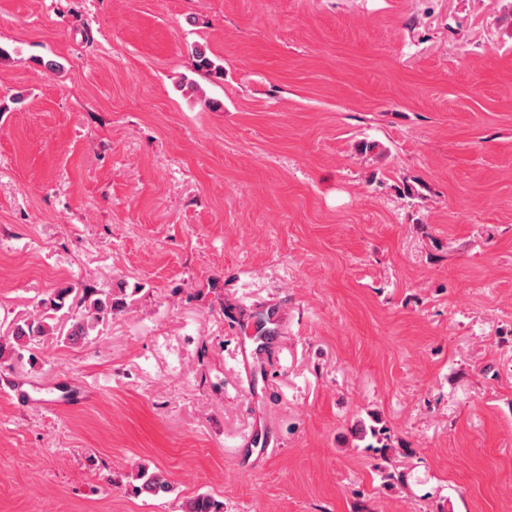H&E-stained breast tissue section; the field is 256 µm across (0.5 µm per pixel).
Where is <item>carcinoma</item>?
I'll use <instances>...</instances> for the list:
<instances>
[{"label": "carcinoma", "mask_w": 512, "mask_h": 512, "mask_svg": "<svg viewBox=\"0 0 512 512\" xmlns=\"http://www.w3.org/2000/svg\"><path fill=\"white\" fill-rule=\"evenodd\" d=\"M192 64L196 71L211 74L213 72L222 74L223 67L216 64L207 50L203 47H196L191 51ZM79 295L77 300L78 311L70 318V325L65 332V340L69 344H78L90 336V332L96 327L112 319L117 312L124 308V300L117 297L110 291H97L92 288H76L66 286L56 289L51 295L41 300L46 311L58 312L62 310L72 294ZM57 333L55 325L46 321V318H26L17 321L12 329L10 340L0 342V359L12 357L29 344L44 336ZM359 438L364 440L371 438L367 444L369 448L379 449L382 455H387L390 450L385 429L372 426L368 429H358ZM133 480L138 482L134 490L138 494L158 496L171 491L172 486L167 479L156 472H148V469L140 467L133 475ZM183 512H224V504L216 501L209 495L199 494L185 504Z\"/></svg>", "instance_id": "obj_1"}]
</instances>
